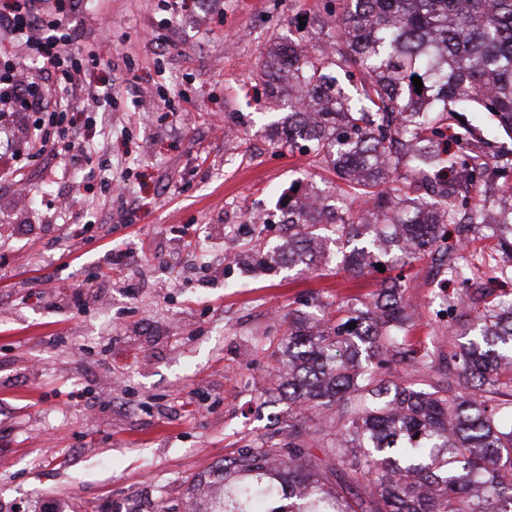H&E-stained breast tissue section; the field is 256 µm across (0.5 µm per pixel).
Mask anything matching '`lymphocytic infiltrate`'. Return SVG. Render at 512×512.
Wrapping results in <instances>:
<instances>
[{"label": "lymphocytic infiltrate", "mask_w": 512, "mask_h": 512, "mask_svg": "<svg viewBox=\"0 0 512 512\" xmlns=\"http://www.w3.org/2000/svg\"><path fill=\"white\" fill-rule=\"evenodd\" d=\"M0 28L29 60L51 69L59 93L47 100L28 83L14 61L0 64V135L11 138L18 108L28 116L27 135L37 155L79 159L90 145L76 128H65L72 110L71 93L81 82V65L66 52L69 32L57 16V0H8L0 11Z\"/></svg>", "instance_id": "1"}]
</instances>
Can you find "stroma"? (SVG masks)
I'll return each instance as SVG.
<instances>
[{"instance_id":"stroma-1","label":"stroma","mask_w":512,"mask_h":512,"mask_svg":"<svg viewBox=\"0 0 512 512\" xmlns=\"http://www.w3.org/2000/svg\"><path fill=\"white\" fill-rule=\"evenodd\" d=\"M340 0H99L66 12L70 56L112 54L86 84L112 110L76 122L91 159L23 161L0 176V512H187L219 494L217 470L275 438L287 401L267 389L272 357L301 301L336 306L396 277L284 271L240 275L224 260L280 239L289 186L333 175L274 144L285 111L260 60L289 39L336 33ZM465 255L498 290L497 241ZM424 259L405 268L418 352L450 348Z\"/></svg>"}]
</instances>
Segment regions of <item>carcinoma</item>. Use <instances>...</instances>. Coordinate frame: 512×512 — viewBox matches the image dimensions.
<instances>
[{
    "mask_svg": "<svg viewBox=\"0 0 512 512\" xmlns=\"http://www.w3.org/2000/svg\"><path fill=\"white\" fill-rule=\"evenodd\" d=\"M337 28L339 43L300 38L264 60L269 88L293 104L268 129L290 148L303 141L366 210L327 204L335 187L290 189L287 238L260 257L243 252L241 267L314 273L334 262L361 276L429 256L457 343L417 357L401 276L320 326L289 313L273 383L288 400V443L225 458L221 473L237 482L207 512H512V292L471 311L474 272L453 240L464 181L478 194L472 232L489 230L512 252V153L489 156L479 127L488 115L512 133V0H346ZM346 64L358 70L352 88L337 76ZM462 112L473 121H456ZM493 173L506 182L487 196ZM393 363L405 373L393 375ZM332 409L323 460L293 414Z\"/></svg>",
    "mask_w": 512,
    "mask_h": 512,
    "instance_id": "obj_1",
    "label": "carcinoma"
}]
</instances>
